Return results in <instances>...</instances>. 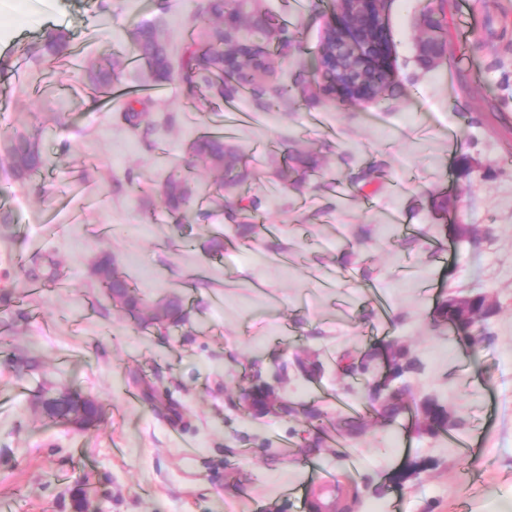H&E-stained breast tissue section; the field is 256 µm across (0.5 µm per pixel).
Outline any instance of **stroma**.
Returning a JSON list of instances; mask_svg holds the SVG:
<instances>
[{"mask_svg": "<svg viewBox=\"0 0 512 512\" xmlns=\"http://www.w3.org/2000/svg\"><path fill=\"white\" fill-rule=\"evenodd\" d=\"M202 0H56L38 21L0 0V512H308L283 494L308 481L307 462L333 474V495L392 512V473L421 468L402 486L406 512H496L512 501V0H446L448 54L417 61L430 0H386L394 79L374 102L345 103L313 81L325 16L315 0H260L294 40L259 93L231 100L189 97L182 80L162 99H143L151 129L122 118L124 102L101 104L84 65L131 53L130 33L150 25L172 64L198 37ZM81 45V65L39 53L47 31ZM245 119L226 142L250 165L237 188L216 189L193 166L190 144L226 110ZM37 136L44 175L15 181L2 151L11 136ZM477 171L464 173L461 157ZM176 167L195 187L191 220L161 214L160 188ZM455 204L438 213L434 199ZM256 200L274 233L248 231L237 199ZM467 224L471 240L446 227ZM111 254L147 306L174 296L190 307L182 329L144 331L113 308L90 275ZM58 258L67 277L30 290L18 276L34 256ZM391 306L379 316L367 290ZM484 294L494 313L474 341L434 322L448 294ZM388 327L416 370L403 426L363 417L344 439L347 467L323 431L343 403L369 402L372 377L345 374ZM141 370L169 390L172 422L128 382ZM273 381L290 405L318 414L320 430L296 416L251 415L238 405L253 376ZM74 388L104 413L78 433L44 419L39 387ZM449 410L477 443L461 456L443 436L416 429L421 404Z\"/></svg>", "mask_w": 512, "mask_h": 512, "instance_id": "35a3bbf8", "label": "stroma"}]
</instances>
